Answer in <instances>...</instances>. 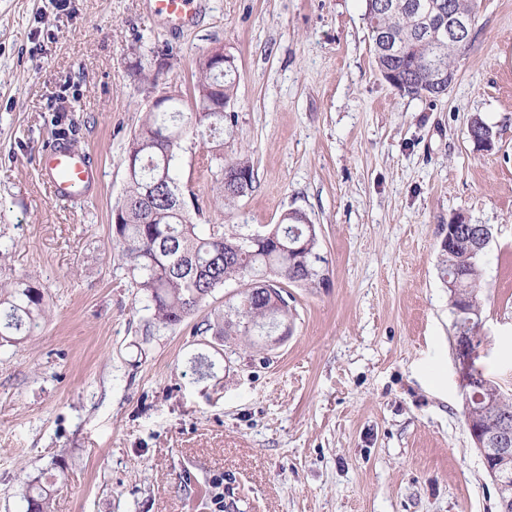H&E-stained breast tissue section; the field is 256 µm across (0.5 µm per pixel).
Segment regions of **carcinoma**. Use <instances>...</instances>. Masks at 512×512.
Instances as JSON below:
<instances>
[{
	"label": "carcinoma",
	"mask_w": 512,
	"mask_h": 512,
	"mask_svg": "<svg viewBox=\"0 0 512 512\" xmlns=\"http://www.w3.org/2000/svg\"><path fill=\"white\" fill-rule=\"evenodd\" d=\"M381 21L399 31L411 27V17L403 10ZM438 59L448 62V52L440 54L431 42L419 41L403 45L390 58L376 59V64L379 70H396L404 82L417 85L428 80L427 67ZM198 69L197 111L150 112L128 142L126 185L115 207L119 222L112 225V246L145 301L146 330L179 326L216 290L231 283L236 291L224 301V310L195 324L194 333L221 339L241 336L257 350H267L281 326L293 328L288 288L319 285L323 269L308 263L309 252L319 245L308 242L306 225L286 218L266 232L248 234L229 233L222 224L202 230L194 222L174 165L175 149L187 139L207 142L224 133L227 113L208 111V101L232 99L236 82V72L214 68L203 58ZM239 172L249 174L248 183L238 182ZM216 181L218 199L232 206L252 189L254 170L247 161L223 163ZM472 243L462 233L440 258L443 281L454 285L456 303L468 312L453 315L463 325L483 314V253L473 251ZM45 316L43 286L0 268V347L20 345L40 328ZM474 370L482 376L483 388L476 396L463 395V414L466 423L486 434L505 419L512 422V397L482 369ZM491 467L508 480L497 498L512 499V459L493 460ZM53 486L33 478L23 493L24 512H51Z\"/></svg>",
	"instance_id": "carcinoma-1"
}]
</instances>
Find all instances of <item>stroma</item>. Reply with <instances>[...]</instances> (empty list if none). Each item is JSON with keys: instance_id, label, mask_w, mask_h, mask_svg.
Masks as SVG:
<instances>
[{"instance_id": "obj_1", "label": "stroma", "mask_w": 512, "mask_h": 512, "mask_svg": "<svg viewBox=\"0 0 512 512\" xmlns=\"http://www.w3.org/2000/svg\"><path fill=\"white\" fill-rule=\"evenodd\" d=\"M362 0H201L179 33L150 0H0V266L39 281L37 335L0 348V512L54 476L52 512H497L463 415L448 289V224H488L479 363L512 396V0H479L473 39L438 98L379 72ZM220 48L237 81L225 160L251 191L223 207L209 144L175 165L202 223L263 232L315 224L329 284L291 288L288 340L260 355L190 320L145 336L147 316L111 243L125 148L163 71L195 107L197 63ZM497 133L491 151L472 117ZM65 132L102 165L88 202L60 207L42 143Z\"/></svg>"}]
</instances>
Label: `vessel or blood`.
<instances>
[{"label": "vessel or blood", "mask_w": 512, "mask_h": 512, "mask_svg": "<svg viewBox=\"0 0 512 512\" xmlns=\"http://www.w3.org/2000/svg\"><path fill=\"white\" fill-rule=\"evenodd\" d=\"M199 8V0H152L154 15L173 31L189 26ZM38 170L49 195L62 204L86 201L100 184L98 159L61 138L44 143L38 156Z\"/></svg>", "instance_id": "obj_1"}]
</instances>
